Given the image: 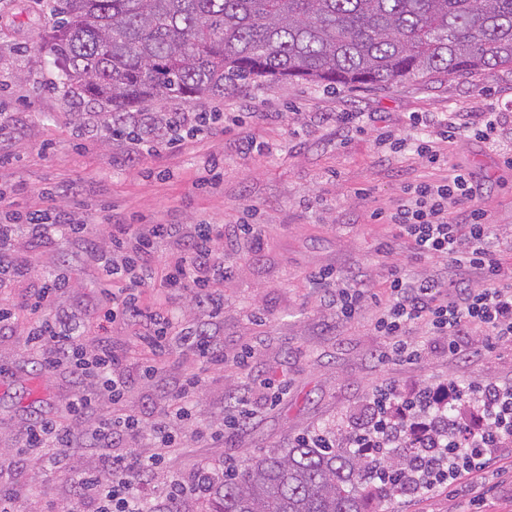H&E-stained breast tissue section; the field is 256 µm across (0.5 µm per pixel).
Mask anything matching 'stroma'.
<instances>
[{"mask_svg": "<svg viewBox=\"0 0 512 512\" xmlns=\"http://www.w3.org/2000/svg\"><path fill=\"white\" fill-rule=\"evenodd\" d=\"M48 15L34 0H0V113L10 118L0 128V195L20 217L65 203L87 230L81 239L37 245L17 237L14 257L34 272L0 289V306L14 313L0 332V488L14 491V512L65 506L75 494L73 476L105 452L149 456L158 450L154 441L137 438L108 451L74 448L63 461L50 448L13 455L26 426L85 389L66 368L37 371V357L24 344L32 319L21 305L60 269L70 286L58 293L54 309L69 313L85 343L129 356L125 410L149 421L162 418L172 387L192 375L201 379L200 422L221 420L240 396L248 397L251 417L223 440L196 442L185 434L168 448L164 468L188 477L203 464L223 474L303 435L349 432L364 422L376 389L387 384L406 395L451 379L512 383L510 345L488 348L475 339V356L460 362L449 358L446 339L435 336L418 360L384 363L385 339L374 329L393 267L416 278L448 273L445 260H409L404 238L383 218L409 186L430 174L416 145L435 131L412 127V119L450 118L475 127L483 113L498 112L499 138L512 139L511 67L372 88L259 83L218 99L174 100L169 111L192 117L221 112L225 119L201 135L184 127L176 148L162 137L157 153L138 156L131 142L114 141L84 115L83 104L54 89L57 71L44 49ZM340 112L356 118L337 124ZM390 134L406 139V147L384 145ZM441 150L481 184L475 208L502 240L512 239V168L479 138ZM115 224H212L221 232L224 263L235 271L224 283L223 313L210 317L195 306L193 294L169 300L159 288L146 289L142 300L207 329L224 352L223 366L174 342L164 358L165 385L148 383L138 352L151 325L136 319L98 324V253ZM243 224L262 225L264 237L241 234ZM321 269L369 284L356 319L340 317L330 306L331 292L311 281ZM246 349L254 357L242 369L236 359ZM262 378L282 385L279 398L259 386ZM460 506L445 486L385 504L387 512H458Z\"/></svg>", "mask_w": 512, "mask_h": 512, "instance_id": "stroma-1", "label": "stroma"}]
</instances>
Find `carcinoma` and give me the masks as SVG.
Here are the masks:
<instances>
[{
    "label": "carcinoma",
    "mask_w": 512,
    "mask_h": 512,
    "mask_svg": "<svg viewBox=\"0 0 512 512\" xmlns=\"http://www.w3.org/2000/svg\"><path fill=\"white\" fill-rule=\"evenodd\" d=\"M47 54L63 95L94 103L112 139L177 133L172 100L252 82L386 86L512 66V0H54ZM155 107L148 112L146 108ZM420 444L369 459L304 441L193 485L204 512H370L358 487L417 464ZM172 495L148 512H185Z\"/></svg>",
    "instance_id": "carcinoma-1"
}]
</instances>
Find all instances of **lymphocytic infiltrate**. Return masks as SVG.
<instances>
[{"mask_svg":"<svg viewBox=\"0 0 512 512\" xmlns=\"http://www.w3.org/2000/svg\"><path fill=\"white\" fill-rule=\"evenodd\" d=\"M481 188L471 175L449 167L441 179H425L406 191L405 199L386 215V221L407 239L411 255L418 261L447 259L446 278H407L402 268H394L388 281V300L375 322L386 336L382 361H413L423 348L420 337L441 336L448 342V355L456 360L471 358L469 339L481 335L490 344H512V276L505 275L498 258L512 251V242L498 240L496 228L488 224L481 210L472 206ZM471 206L465 221L451 216L452 204ZM86 227L73 214L51 205L27 213L20 224H0V286L30 277L29 266L15 262L11 247L18 235L30 242L55 236L83 237ZM220 238L210 224H116L109 234V247L101 256L107 281L113 288L98 317L111 322L119 318L148 321L153 326L144 337L149 358L143 369L146 380H160L162 367L155 356L165 351L172 336L182 341L215 365L223 364L218 350L204 330L182 331L175 318L143 307L144 289L159 286L178 296L193 292L199 304L211 314H220L224 305L222 288L232 272L224 264L217 242ZM172 244L162 253L164 244ZM480 271L483 286L476 287L459 278L463 269ZM312 279L336 291V307L342 317L355 316L365 292L361 284L347 285L332 270L313 273ZM67 274L59 272L47 279L31 295L27 304L33 311L47 310L26 337L27 344L39 353L44 371L69 366L72 374L98 385L101 395L76 396L68 404L71 424L53 417L40 418L28 430V449L51 447L58 458H65L74 444L72 423L93 416L87 437L92 444H114L131 436H144L162 445L175 443L178 430L195 424L198 437L220 438L237 420L250 415L240 406L238 416L219 424H196L194 398L200 385L197 376L185 378L171 395L162 422H146L138 416L121 413L119 406L127 390L126 357L104 344L87 346L69 330V315L51 312L54 297L67 288ZM451 405H464L473 411L475 425L461 419L449 421L448 434L436 450L444 455L438 466L418 470L416 489L426 492L435 484L455 485L458 494L468 496L470 505L481 503L484 472L496 467L500 474H512V385L488 380L476 385L449 381L446 389H419L412 397H402L396 387L377 391L365 423L351 433L350 445L367 455H384L390 450L387 431L407 414H414L422 433L421 444H429L432 419ZM159 467L158 458L116 455L104 458L93 472L82 474L77 484L81 498L91 499L92 512H145L141 485L150 483Z\"/></svg>","mask_w":512,"mask_h":512,"instance_id":"lymphocytic-infiltrate-1","label":"lymphocytic infiltrate"}]
</instances>
